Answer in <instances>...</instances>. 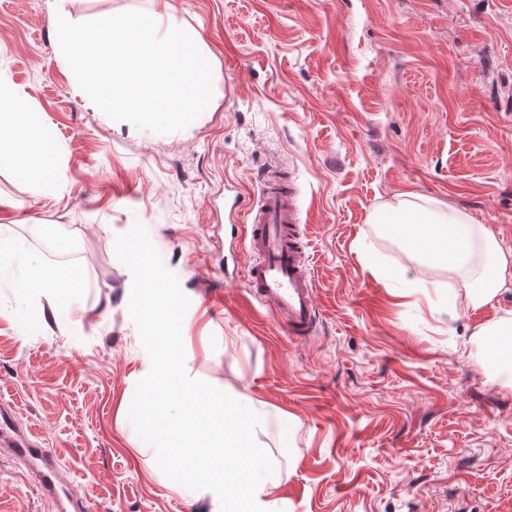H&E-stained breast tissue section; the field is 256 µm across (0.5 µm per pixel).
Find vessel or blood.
I'll list each match as a JSON object with an SVG mask.
<instances>
[{
    "label": "vessel or blood",
    "mask_w": 512,
    "mask_h": 512,
    "mask_svg": "<svg viewBox=\"0 0 512 512\" xmlns=\"http://www.w3.org/2000/svg\"><path fill=\"white\" fill-rule=\"evenodd\" d=\"M297 192L275 171H266L258 206L244 218L246 241L254 256L244 276L248 294L269 308L287 335L314 336L319 319L312 271L302 230ZM0 453L26 466L41 495L57 512H94L88 499L73 495L50 449L35 447L16 411L0 405Z\"/></svg>",
    "instance_id": "1"
}]
</instances>
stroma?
<instances>
[{
  "mask_svg": "<svg viewBox=\"0 0 512 512\" xmlns=\"http://www.w3.org/2000/svg\"><path fill=\"white\" fill-rule=\"evenodd\" d=\"M54 0H0V82L50 132V175L0 167V399L98 512H200L124 407L147 355L117 234L142 223L190 300L186 367L264 403L278 512H512V389L472 338L512 313L448 301L458 273L371 224L404 192L470 214L512 255V0H66L74 22L172 14L218 75L167 135L116 122L55 50ZM280 166L320 310L293 339L243 286L242 219ZM68 285L34 297L14 280ZM48 322H41L40 313ZM0 512H55L0 458Z\"/></svg>",
  "mask_w": 512,
  "mask_h": 512,
  "instance_id": "35a3bbf8",
  "label": "stroma"
}]
</instances>
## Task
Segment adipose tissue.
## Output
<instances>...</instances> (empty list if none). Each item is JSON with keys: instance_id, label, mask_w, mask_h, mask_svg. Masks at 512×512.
<instances>
[{"instance_id": "ef3b65f1", "label": "adipose tissue", "mask_w": 512, "mask_h": 512, "mask_svg": "<svg viewBox=\"0 0 512 512\" xmlns=\"http://www.w3.org/2000/svg\"><path fill=\"white\" fill-rule=\"evenodd\" d=\"M16 131L17 140L0 148V165L23 172L49 173L51 142L25 100L0 83V130ZM371 223L388 237L400 241L417 259L469 274L465 287L449 289L455 303L478 309L490 305L512 280V263L500 251L483 225L457 209L436 204H417L408 194L374 212ZM474 363L482 370H496L506 386H512V316L492 319L474 334Z\"/></svg>"}]
</instances>
